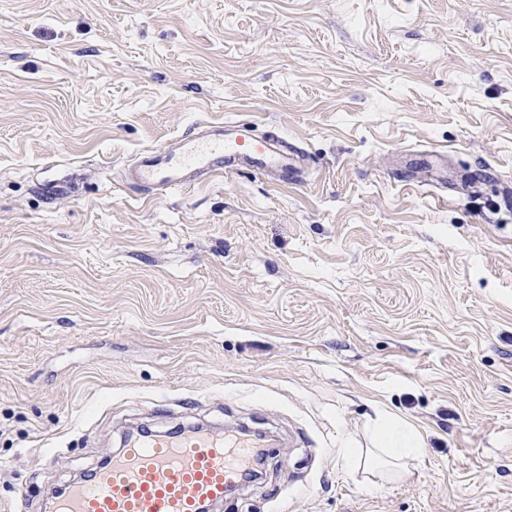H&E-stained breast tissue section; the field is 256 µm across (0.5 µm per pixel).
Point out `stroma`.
<instances>
[{
    "label": "stroma",
    "instance_id": "35a3bbf8",
    "mask_svg": "<svg viewBox=\"0 0 512 512\" xmlns=\"http://www.w3.org/2000/svg\"><path fill=\"white\" fill-rule=\"evenodd\" d=\"M235 119L305 181L126 188ZM507 187L512 0H0V506L204 422L266 436L212 512H512ZM374 435L380 447L375 450L389 458L417 457L424 447L420 436L407 424L394 417H379L374 426ZM376 451H368L362 459L357 448L343 449L350 462L355 464L359 457L358 464L360 465L362 459V467L372 473L380 467L381 458Z\"/></svg>",
    "mask_w": 512,
    "mask_h": 512
}]
</instances>
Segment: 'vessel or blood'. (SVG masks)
Wrapping results in <instances>:
<instances>
[{"instance_id":"vessel-or-blood-1","label":"vessel or blood","mask_w":512,"mask_h":512,"mask_svg":"<svg viewBox=\"0 0 512 512\" xmlns=\"http://www.w3.org/2000/svg\"><path fill=\"white\" fill-rule=\"evenodd\" d=\"M277 169L282 182L303 180L302 156L280 138L259 139L244 120L208 126L143 151L129 169L133 187L184 188L202 177ZM249 434L207 425L126 438L88 476L65 485L45 512H204L223 503L251 471Z\"/></svg>"}]
</instances>
